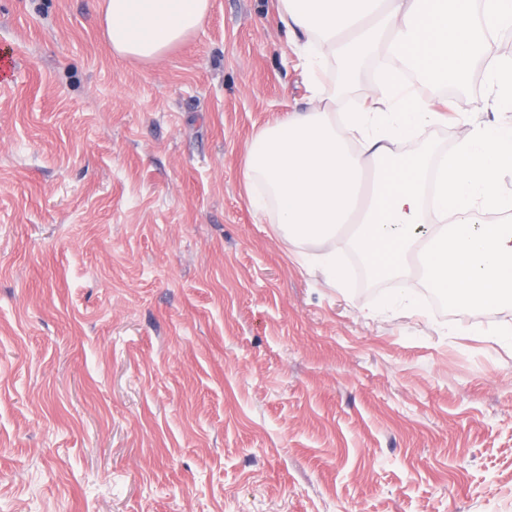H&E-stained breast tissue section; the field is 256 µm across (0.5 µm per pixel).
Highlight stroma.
Segmentation results:
<instances>
[{"instance_id": "35a3bbf8", "label": "stroma", "mask_w": 512, "mask_h": 512, "mask_svg": "<svg viewBox=\"0 0 512 512\" xmlns=\"http://www.w3.org/2000/svg\"><path fill=\"white\" fill-rule=\"evenodd\" d=\"M102 0H0V512H512V306L329 283L256 216L309 93L277 0L164 58ZM476 75L429 141L453 150Z\"/></svg>"}]
</instances>
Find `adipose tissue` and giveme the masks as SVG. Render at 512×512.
Returning a JSON list of instances; mask_svg holds the SVG:
<instances>
[{
	"label": "adipose tissue",
	"instance_id": "1",
	"mask_svg": "<svg viewBox=\"0 0 512 512\" xmlns=\"http://www.w3.org/2000/svg\"><path fill=\"white\" fill-rule=\"evenodd\" d=\"M280 20L309 78V106L259 131L243 176L261 185L256 211L273 201L289 243H314L331 281L345 275L339 231L374 276L418 275L457 308L512 305V195L498 184L512 170V124L459 125L455 150L413 156L397 142L443 119L414 81L452 80L468 89L483 65L490 96L479 111L512 101V65H501L495 33L512 28V0H278ZM209 0H105V35L115 55L154 62L194 34ZM346 60L343 86L361 55L391 59L369 104L336 113V93L318 74L330 52Z\"/></svg>",
	"mask_w": 512,
	"mask_h": 512
}]
</instances>
